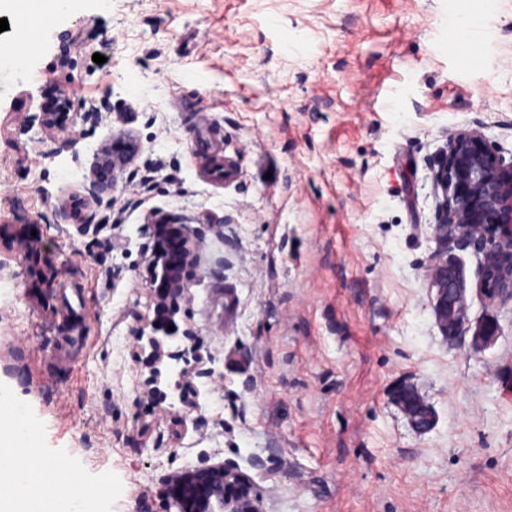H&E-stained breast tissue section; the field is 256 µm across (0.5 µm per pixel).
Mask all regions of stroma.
Wrapping results in <instances>:
<instances>
[{
	"instance_id": "35a3bbf8",
	"label": "stroma",
	"mask_w": 512,
	"mask_h": 512,
	"mask_svg": "<svg viewBox=\"0 0 512 512\" xmlns=\"http://www.w3.org/2000/svg\"><path fill=\"white\" fill-rule=\"evenodd\" d=\"M33 28L0 72V389L32 445L109 488L105 512H171L167 475L222 462L263 512H512V306L469 297L496 343L446 341L426 277L449 132L512 151V0H73ZM124 132L139 158L79 235L69 200ZM155 214L198 239L165 344L202 355L194 421L173 361H140ZM420 397L412 387H402L396 395V402L400 410L407 418L409 424L418 431H423V425L429 423L431 426L435 422V413L429 406V410L424 415L420 408Z\"/></svg>"
}]
</instances>
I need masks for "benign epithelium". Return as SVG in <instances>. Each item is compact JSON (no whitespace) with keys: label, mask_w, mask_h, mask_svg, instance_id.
<instances>
[{"label":"benign epithelium","mask_w":512,"mask_h":512,"mask_svg":"<svg viewBox=\"0 0 512 512\" xmlns=\"http://www.w3.org/2000/svg\"><path fill=\"white\" fill-rule=\"evenodd\" d=\"M476 124L448 134L431 168L437 200L427 266L432 308L442 336L450 341L471 334L477 350L493 345L499 328L471 322L467 282L453 251L471 250L479 258L475 296L488 307L512 304V157L496 147ZM396 402L416 430L434 424L422 413L420 397L403 387ZM188 483L191 493L173 499L178 512H263L262 498L235 465L218 463L172 476L167 484Z\"/></svg>","instance_id":"benign-epithelium-1"}]
</instances>
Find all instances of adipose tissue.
Wrapping results in <instances>:
<instances>
[{
  "instance_id": "1",
  "label": "adipose tissue",
  "mask_w": 512,
  "mask_h": 512,
  "mask_svg": "<svg viewBox=\"0 0 512 512\" xmlns=\"http://www.w3.org/2000/svg\"><path fill=\"white\" fill-rule=\"evenodd\" d=\"M11 394H0V512H95L100 495L79 483L76 467L63 460L35 459L18 424ZM53 479L56 497L41 494Z\"/></svg>"
}]
</instances>
